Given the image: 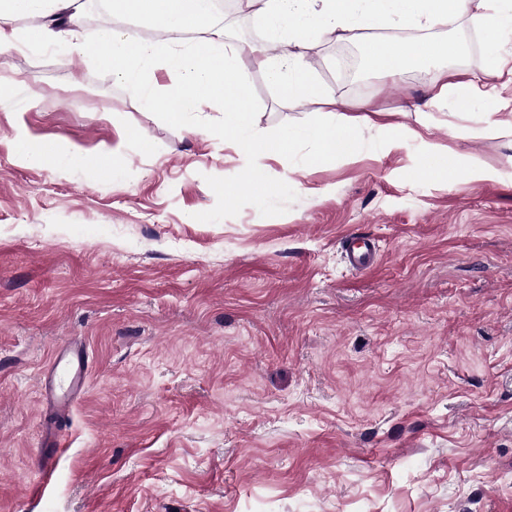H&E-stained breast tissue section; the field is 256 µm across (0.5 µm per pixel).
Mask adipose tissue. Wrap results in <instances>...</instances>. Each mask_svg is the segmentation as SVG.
<instances>
[{
	"label": "adipose tissue",
	"mask_w": 512,
	"mask_h": 512,
	"mask_svg": "<svg viewBox=\"0 0 512 512\" xmlns=\"http://www.w3.org/2000/svg\"><path fill=\"white\" fill-rule=\"evenodd\" d=\"M265 22L270 36L252 49L249 63H242L235 50L227 49L211 29L212 15L204 0H112L116 15H133L150 27L162 30L167 39L153 43L129 31L115 28L96 38H80L79 0H0V17L26 20L22 29L0 27V45L11 41L31 49L67 43L88 61L111 68L113 76L133 89L142 105L161 110L175 124L183 123L188 110L183 100L207 101L218 106L222 132L235 138L239 150L255 155L262 143L252 126L248 99L249 67L265 72L286 98L313 100L328 113L330 122L315 123L304 130L317 149L318 159L354 155L359 149L355 134L361 120L336 111V99L317 83L298 48L320 29L346 35L366 25H395L418 31L415 39L371 50L372 70L395 79L403 72L433 59L455 57L459 48L451 41L423 38V30L468 14L472 0H249ZM195 40L184 41L187 32ZM164 69L177 76L175 82L158 86L154 72ZM433 99L467 106L480 92L479 86L453 69L439 72ZM17 157L38 166H51L78 154L61 141L36 142L16 134Z\"/></svg>",
	"instance_id": "adipose-tissue-1"
}]
</instances>
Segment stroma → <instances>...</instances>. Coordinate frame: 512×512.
Here are the masks:
<instances>
[{"mask_svg": "<svg viewBox=\"0 0 512 512\" xmlns=\"http://www.w3.org/2000/svg\"><path fill=\"white\" fill-rule=\"evenodd\" d=\"M213 22L267 38L245 0ZM414 35L309 39L344 114L384 112L357 157L300 139L255 187L210 104L176 126L65 47L0 46V512H512V84L431 101L447 64L490 84L512 38L466 16L427 32L450 63L368 69ZM250 97L268 138L325 118L255 69ZM19 131L80 159L22 162ZM69 340L90 368L63 414L41 384ZM344 248L348 263L353 269L368 268L376 260L374 243L368 239L349 235L344 239Z\"/></svg>", "mask_w": 512, "mask_h": 512, "instance_id": "obj_1", "label": "stroma"}]
</instances>
